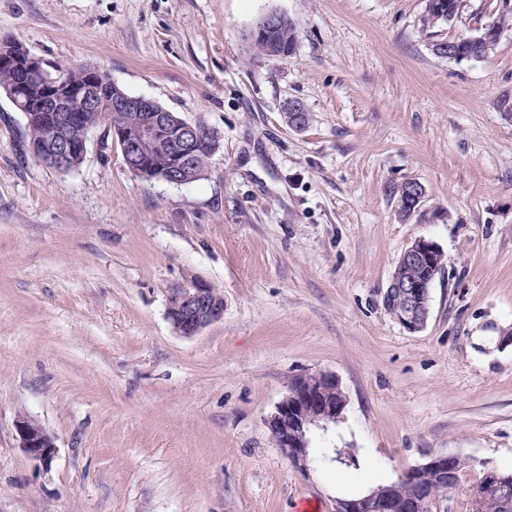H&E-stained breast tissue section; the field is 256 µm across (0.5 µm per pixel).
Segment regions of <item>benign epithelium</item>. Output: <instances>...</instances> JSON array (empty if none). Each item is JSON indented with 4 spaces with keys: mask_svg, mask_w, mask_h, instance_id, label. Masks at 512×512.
<instances>
[{
    "mask_svg": "<svg viewBox=\"0 0 512 512\" xmlns=\"http://www.w3.org/2000/svg\"><path fill=\"white\" fill-rule=\"evenodd\" d=\"M284 21V14L268 12L251 29L250 34L274 31ZM26 69L27 73L43 83L38 105L54 112L46 138L31 148L33 156L42 163L48 162L59 168L74 163L79 150L73 140V130L78 122L94 128L93 112L111 115L112 136L121 145L124 165L129 172L142 178H157L169 184L183 185L199 177L197 155L217 150L219 134L216 131L202 123L180 119L152 99L133 98L118 88L110 98L104 99L98 93L97 82L93 78L64 89L58 77L47 71L43 62L34 57L29 58ZM9 99L18 109L28 111L31 95L27 84L13 88ZM129 111L140 113L137 124L121 122L122 114ZM304 111L300 102H288V126L296 131L302 130L301 113ZM438 251L437 243L426 238H418L408 244L382 295L385 300L397 292L413 299L412 311L397 320L408 332H418L427 323L430 287L424 288L407 279L405 268L431 258L432 253ZM166 316L177 335L193 338L224 318V297L216 295L210 283L194 277L170 291L166 299ZM336 384L338 380L333 374L300 376L266 419V426L276 446L303 473L310 466L307 434L328 429L345 409V406L338 407L325 399L326 389L334 388ZM15 429L19 447L40 462L50 463L55 450L54 439L39 421L22 414L16 419ZM424 470L442 479L452 476V471L448 470V455L431 456L426 462L401 475V482L409 487L405 500H397L389 488H376L360 498L335 500L334 512H370L376 504L382 508V512H410L415 506L413 493Z\"/></svg>",
    "mask_w": 512,
    "mask_h": 512,
    "instance_id": "1",
    "label": "benign epithelium"
}]
</instances>
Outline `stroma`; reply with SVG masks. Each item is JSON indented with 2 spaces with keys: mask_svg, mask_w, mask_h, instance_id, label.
<instances>
[{
  "mask_svg": "<svg viewBox=\"0 0 512 512\" xmlns=\"http://www.w3.org/2000/svg\"><path fill=\"white\" fill-rule=\"evenodd\" d=\"M497 3L426 30V0H0V34L44 64L222 140L186 185L133 175L98 129L62 173L0 94V512H332L436 454L512 470V28L477 60L431 48ZM272 10L296 26L285 58L244 39ZM407 181L425 196L405 216ZM418 238L445 266L411 333L381 295ZM192 277L224 318L187 339L166 297ZM316 372L347 406L303 473L265 421ZM21 414L53 435L49 464L19 448ZM345 446L361 470L324 463Z\"/></svg>",
  "mask_w": 512,
  "mask_h": 512,
  "instance_id": "stroma-1",
  "label": "stroma"
}]
</instances>
